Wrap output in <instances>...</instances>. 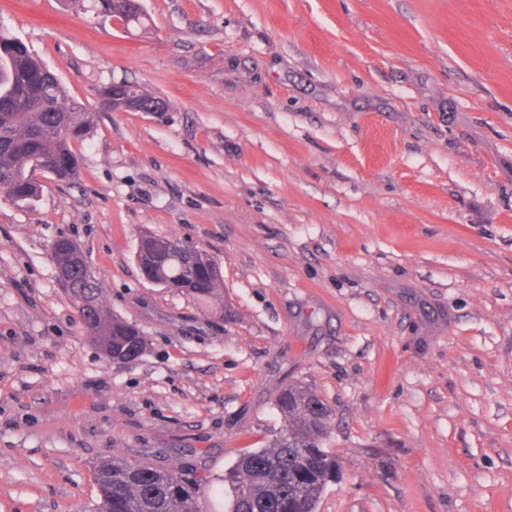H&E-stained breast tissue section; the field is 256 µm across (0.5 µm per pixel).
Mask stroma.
Masks as SVG:
<instances>
[{
    "label": "stroma",
    "mask_w": 512,
    "mask_h": 512,
    "mask_svg": "<svg viewBox=\"0 0 512 512\" xmlns=\"http://www.w3.org/2000/svg\"><path fill=\"white\" fill-rule=\"evenodd\" d=\"M0 0V28L102 112L72 183L0 197V512H94L111 459L199 478L330 407L317 512H512V0ZM218 262L201 300L146 281L143 234ZM75 240L147 340L102 358L57 284ZM114 1H116L115 4ZM119 1L123 0H102L99 2L104 6V10L126 29L144 24L142 7L126 8Z\"/></svg>",
    "instance_id": "1"
}]
</instances>
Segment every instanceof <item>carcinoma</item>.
<instances>
[{"mask_svg": "<svg viewBox=\"0 0 512 512\" xmlns=\"http://www.w3.org/2000/svg\"><path fill=\"white\" fill-rule=\"evenodd\" d=\"M102 6L126 29L144 24L140 7L114 0H102ZM119 93L136 99L138 112L160 101L122 82L98 89V105L89 108L70 96L23 43L0 30V192L32 202L40 193L37 171L65 182L79 179L80 157L72 144L87 136L98 113L112 111V97ZM137 258L144 274L199 299L213 297L220 286L218 265L204 263L176 237L143 236ZM53 259L70 277L63 290L82 294L77 311L88 338L115 357H138L145 337L104 309L100 285L87 273L79 248L59 245ZM275 402L285 429L268 447L241 455L225 473L229 512H316L328 484L336 480V457L322 446L331 417L323 400L308 387L290 383ZM94 480L100 495L96 512H199L198 480L178 469L112 460L97 466Z\"/></svg>", "mask_w": 512, "mask_h": 512, "instance_id": "cac0c4a2", "label": "carcinoma"}]
</instances>
